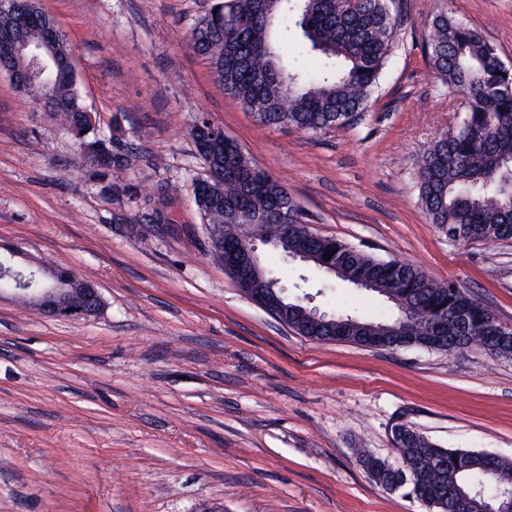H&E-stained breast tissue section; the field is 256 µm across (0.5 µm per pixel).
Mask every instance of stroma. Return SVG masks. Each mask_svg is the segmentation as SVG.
Segmentation results:
<instances>
[{
    "instance_id": "35a3bbf8",
    "label": "stroma",
    "mask_w": 512,
    "mask_h": 512,
    "mask_svg": "<svg viewBox=\"0 0 512 512\" xmlns=\"http://www.w3.org/2000/svg\"><path fill=\"white\" fill-rule=\"evenodd\" d=\"M65 34L92 116L83 140L0 73V246L93 276L87 319L24 310L0 292V512H428L372 483L354 449L391 460L395 424L444 448L512 460V358L371 349L299 336L210 254L191 199L206 114L284 184L316 234L414 263L512 326V240L465 245L429 224L416 161L456 125L423 22L444 10L512 65V0H396L404 23L368 109L319 134L260 125L225 93L189 32L211 0H38ZM133 152L123 179L98 143ZM178 183L175 196L160 186ZM307 279L323 309L389 318L384 298Z\"/></svg>"
}]
</instances>
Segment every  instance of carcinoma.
<instances>
[{"mask_svg": "<svg viewBox=\"0 0 512 512\" xmlns=\"http://www.w3.org/2000/svg\"><path fill=\"white\" fill-rule=\"evenodd\" d=\"M217 0L223 12L208 10L192 27L190 43L204 56L224 90L254 113L259 124L286 126L319 133L357 121L379 85L395 48L399 15L388 0H360L356 10H343L339 0ZM35 20L20 36L36 42L45 25L56 22L34 0H21ZM428 35L424 50L434 76L448 89V100L468 96L463 123L435 137L420 152L418 199L430 223L454 241L512 240V72L503 66L495 45L480 29L446 12L424 21ZM319 59L315 70L303 58ZM57 102L41 105L58 126L85 135L91 118L77 89L74 72H54ZM211 122L202 115L193 128L198 155L207 161L224 154V145L208 133ZM104 174L120 176L130 166L128 156L101 144L94 155ZM243 166L227 169L204 191L228 202L242 196L254 210L265 213L251 233L260 237L288 234V251L314 250L318 263L336 265V278L350 283L370 279L394 295L393 306L412 307L410 321L400 317L369 319L336 316L332 324H299V331L329 342L339 336L361 344L362 337L386 327L390 348L424 346L423 328L442 319L449 336L444 351L480 349L496 357L512 352L496 349L497 326L488 306L454 282H440L422 268L395 259L385 260L333 237H316L288 189L266 172L251 175ZM193 201L206 224H218L224 245H237L238 216L222 206ZM330 259L325 256L330 251ZM398 460L388 462L366 448L355 449L357 462L369 479L389 490L411 495L427 492L431 512H502L512 505V462L461 448H441L407 424L397 425Z\"/></svg>", "mask_w": 512, "mask_h": 512, "instance_id": "carcinoma-1", "label": "carcinoma"}]
</instances>
